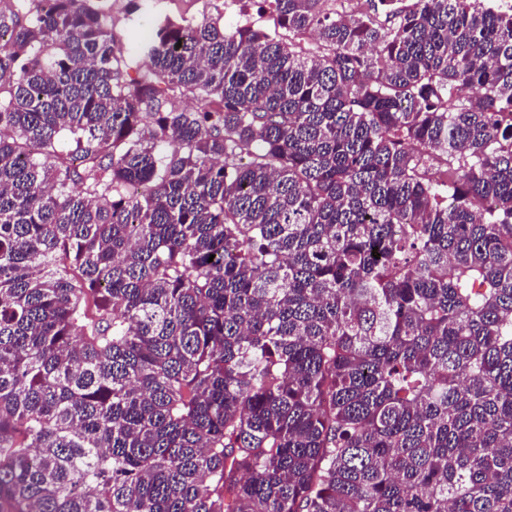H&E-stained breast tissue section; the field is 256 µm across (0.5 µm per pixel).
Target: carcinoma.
<instances>
[{
  "mask_svg": "<svg viewBox=\"0 0 512 512\" xmlns=\"http://www.w3.org/2000/svg\"><path fill=\"white\" fill-rule=\"evenodd\" d=\"M101 2L0 0V512H512V8ZM105 8L112 17V23L118 30L126 33V36L131 31H138L145 28L140 14H132L129 12L128 0H107V2H105ZM152 12L160 16H170L172 18H196L201 19L203 13H212L216 15L213 5L208 4V0H150ZM221 1H228V4L224 7V11L222 8H219L220 13L223 14L220 24L224 25L226 28L255 22L258 19L256 14L257 6L250 0Z\"/></svg>",
  "mask_w": 512,
  "mask_h": 512,
  "instance_id": "obj_1",
  "label": "carcinoma"
}]
</instances>
